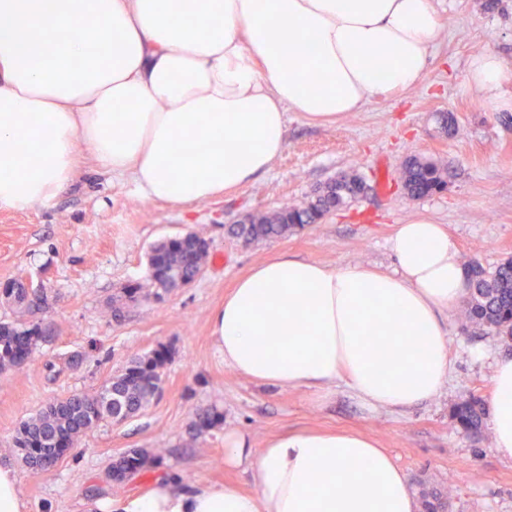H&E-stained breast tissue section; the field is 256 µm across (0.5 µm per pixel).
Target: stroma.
<instances>
[{
	"mask_svg": "<svg viewBox=\"0 0 512 512\" xmlns=\"http://www.w3.org/2000/svg\"><path fill=\"white\" fill-rule=\"evenodd\" d=\"M444 27L425 79L411 92L376 96L343 121L315 124L288 114V137L272 169L212 199L186 204L141 197L127 179L82 170L46 208L0 210V285L20 277L47 295L34 317L45 334L21 368L0 374V461L13 465L27 512H89L100 500L147 494L160 474L184 484L214 483L251 493L249 474L224 466V434L249 432L254 448L298 428L353 429L376 439L407 474L414 497L451 488L452 512H512V461L493 450L492 431L462 432L452 406L488 398L495 363L512 358V339L467 325L449 309V378L440 395L403 411L364 406L345 381L323 402L304 389L256 385L216 352L210 315L250 269L276 253L340 266L362 262L392 270L397 225L425 215L445 225L463 261L491 269L512 257V80L498 96L466 82L472 57L487 51L512 63V0H442ZM434 159L446 186L417 200L399 182L405 159ZM358 170L368 190L357 202L288 235L244 244L227 228L239 218L306 204L315 189ZM196 233L209 244L203 274L163 303L126 305L106 317L114 296L147 279L151 246ZM168 351L160 396L141 414L105 422L67 457L35 474L10 448L19 422L54 398L90 393L131 355ZM223 421L198 436V413ZM132 448L161 450L160 462L125 485L108 487L110 462Z\"/></svg>",
	"mask_w": 512,
	"mask_h": 512,
	"instance_id": "obj_1",
	"label": "stroma"
}]
</instances>
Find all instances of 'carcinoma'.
Segmentation results:
<instances>
[{
    "mask_svg": "<svg viewBox=\"0 0 512 512\" xmlns=\"http://www.w3.org/2000/svg\"><path fill=\"white\" fill-rule=\"evenodd\" d=\"M405 194L410 199L430 196L445 186L444 170L426 157L409 158L401 172ZM365 180L356 170L339 176L303 207H284L271 214L250 215L243 224L229 225L228 232L245 243L284 236L307 224H315L333 210L358 200ZM152 251L165 260V275L149 274L147 284L124 292L109 308L119 316L127 303L140 300L161 301L179 286L182 279H192L204 269L208 253L192 256L184 249L171 251L166 242ZM466 322L486 328L498 336H512V258L488 270L477 261L467 265ZM44 300L42 288H17L4 302L21 312L31 313ZM43 340L38 327L21 319L0 321V374L18 367L29 358ZM166 360L159 353L135 355L122 373L111 377L92 393H74L49 402L42 410L20 421L10 447L32 472L44 471L43 459L61 462L83 435L102 422H122L144 411L162 390ZM452 417L469 434L481 432L486 408L477 397L456 403ZM150 459L148 453L135 450L111 463L106 472L108 484L119 485L133 477ZM426 512H449V494L434 492L423 503Z\"/></svg>",
    "mask_w": 512,
    "mask_h": 512,
    "instance_id": "cac0c4a2",
    "label": "carcinoma"
}]
</instances>
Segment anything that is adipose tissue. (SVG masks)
Listing matches in <instances>:
<instances>
[{"label": "adipose tissue", "instance_id": "obj_1", "mask_svg": "<svg viewBox=\"0 0 512 512\" xmlns=\"http://www.w3.org/2000/svg\"><path fill=\"white\" fill-rule=\"evenodd\" d=\"M436 0H0V209L47 207L79 159L172 204L203 201L269 171L288 114L332 122L418 86L442 37ZM512 66L488 51L469 85L496 91ZM395 267H330L277 254L211 316L225 364L323 399L346 379L370 408L435 397L448 378L443 314L464 269L443 225L415 216ZM494 449L512 460V358L489 399ZM224 464L256 494L156 478L100 512H414L404 472L352 431L293 429L254 450L224 436Z\"/></svg>", "mask_w": 512, "mask_h": 512}]
</instances>
